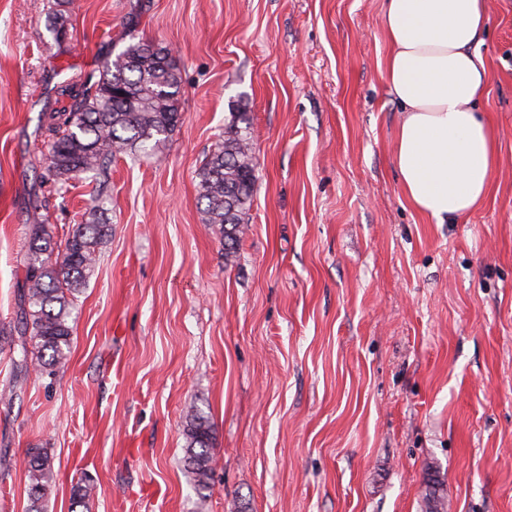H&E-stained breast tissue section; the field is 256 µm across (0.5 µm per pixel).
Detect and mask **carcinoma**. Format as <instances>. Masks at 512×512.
Masks as SVG:
<instances>
[{"label":"carcinoma","instance_id":"1","mask_svg":"<svg viewBox=\"0 0 512 512\" xmlns=\"http://www.w3.org/2000/svg\"><path fill=\"white\" fill-rule=\"evenodd\" d=\"M70 0H53L46 15V28L62 43L67 30L65 7ZM72 100L69 108L43 118L49 133L48 164L42 174L57 190L83 175L95 184L84 221L72 226L64 244L54 240L50 225L39 208L29 216V250L24 264L27 309L19 319L20 333L35 341L37 355L22 349L17 364L43 372L66 366L71 344V308L95 270L100 247L111 232L100 208L112 157L132 150L147 151L173 131L180 119L181 75L163 46L138 40L102 69L84 75L76 84L62 87ZM254 130L246 103L236 100L224 136L215 144L197 173L198 196L204 204V223L219 226L224 235V258L231 260L235 246L248 223L257 183L253 152ZM185 464L196 489L210 486L213 432L207 418L189 408L186 416ZM27 512H46V501L55 481L52 459L44 448H32L25 460ZM440 483L428 481L423 494L425 512H446ZM97 487L90 479L77 484L71 512L88 510Z\"/></svg>","mask_w":512,"mask_h":512}]
</instances>
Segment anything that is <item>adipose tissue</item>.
<instances>
[{
  "label": "adipose tissue",
  "mask_w": 512,
  "mask_h": 512,
  "mask_svg": "<svg viewBox=\"0 0 512 512\" xmlns=\"http://www.w3.org/2000/svg\"><path fill=\"white\" fill-rule=\"evenodd\" d=\"M487 0H385L389 89L402 109L393 163L406 199L435 223L467 218L498 164L497 134L478 114L491 78L475 47Z\"/></svg>",
  "instance_id": "1"
}]
</instances>
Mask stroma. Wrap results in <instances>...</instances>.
Returning <instances> with one entry per match:
<instances>
[{
  "label": "stroma",
  "instance_id": "35a3bbf8",
  "mask_svg": "<svg viewBox=\"0 0 512 512\" xmlns=\"http://www.w3.org/2000/svg\"><path fill=\"white\" fill-rule=\"evenodd\" d=\"M0 0V327L24 277L27 210L56 240L92 189L41 183L43 113L130 38L170 49L181 118L113 159L111 234L72 314L65 368L16 376L0 336V512H26L24 459L48 449V512H512V0H489L480 106L500 163L481 207L437 224L392 162L400 108L382 68L383 0ZM246 97L258 182L234 262L196 173ZM212 423L201 497L185 411ZM70 2V0H54L46 15V28L54 35L58 44L63 41L59 38V33L68 31L67 10L60 7H68Z\"/></svg>",
  "mask_w": 512,
  "mask_h": 512
}]
</instances>
